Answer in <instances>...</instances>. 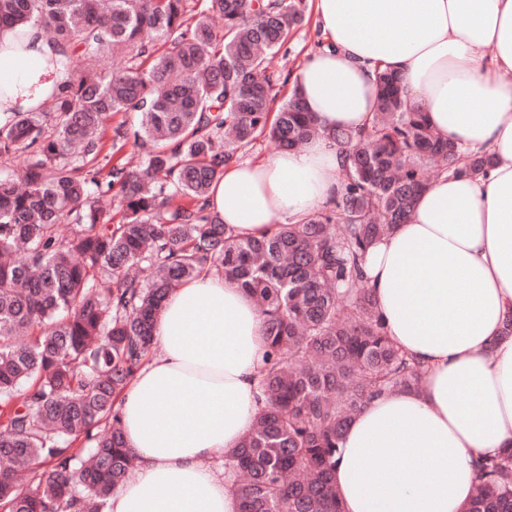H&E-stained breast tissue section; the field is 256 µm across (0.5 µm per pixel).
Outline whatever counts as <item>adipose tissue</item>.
I'll use <instances>...</instances> for the list:
<instances>
[{
    "mask_svg": "<svg viewBox=\"0 0 512 512\" xmlns=\"http://www.w3.org/2000/svg\"><path fill=\"white\" fill-rule=\"evenodd\" d=\"M330 45L292 77L320 125L303 148L225 168L208 209L239 235L328 205L344 162L332 139L372 120L376 73H398L435 132L483 152L481 174L442 175L373 245L366 272L387 336L424 363L419 389L371 399L336 456L344 512H461L475 461L512 447V0H315ZM43 29L0 30V110L36 111L58 83ZM264 319L241 288L204 273L175 289L154 348L121 395L136 469L107 512H237L204 468L251 428Z\"/></svg>",
    "mask_w": 512,
    "mask_h": 512,
    "instance_id": "1",
    "label": "adipose tissue"
}]
</instances>
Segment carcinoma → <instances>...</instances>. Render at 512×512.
Wrapping results in <instances>:
<instances>
[{
	"mask_svg": "<svg viewBox=\"0 0 512 512\" xmlns=\"http://www.w3.org/2000/svg\"><path fill=\"white\" fill-rule=\"evenodd\" d=\"M307 11L308 0H0V29L42 28L69 72L47 110L0 112V158L29 156L0 173V512H102L134 460L116 402L164 298L205 269L253 298L265 324L254 424L224 453L238 512H343L332 469L344 429L426 373L387 338L366 254L408 219L429 167L478 174L487 158L436 136L380 69L371 126L333 135L348 163L327 209L257 237L218 222L206 202L224 166L259 139L289 149L319 134L297 91L273 108L269 56ZM119 112L138 127H112L101 161ZM130 142L153 144L137 168L122 157ZM176 196L187 203L171 207ZM476 469L463 512H512V448Z\"/></svg>",
	"mask_w": 512,
	"mask_h": 512,
	"instance_id": "1",
	"label": "carcinoma"
}]
</instances>
